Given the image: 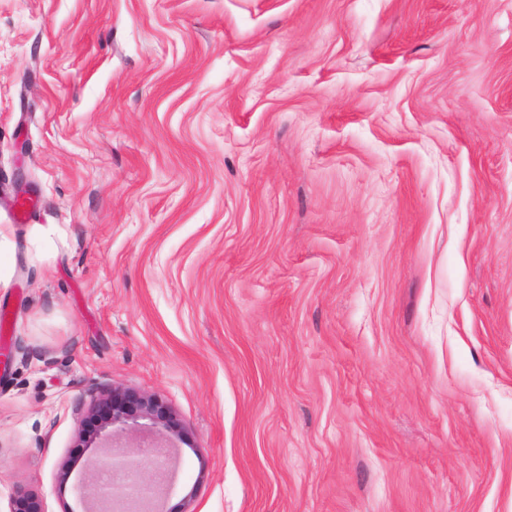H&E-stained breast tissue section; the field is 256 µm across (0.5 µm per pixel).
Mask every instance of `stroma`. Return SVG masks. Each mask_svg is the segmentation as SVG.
<instances>
[{"mask_svg":"<svg viewBox=\"0 0 512 512\" xmlns=\"http://www.w3.org/2000/svg\"><path fill=\"white\" fill-rule=\"evenodd\" d=\"M20 167L1 507L116 388L166 512H512V0H0Z\"/></svg>","mask_w":512,"mask_h":512,"instance_id":"stroma-1","label":"stroma"}]
</instances>
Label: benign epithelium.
<instances>
[{
  "label": "benign epithelium",
  "mask_w": 512,
  "mask_h": 512,
  "mask_svg": "<svg viewBox=\"0 0 512 512\" xmlns=\"http://www.w3.org/2000/svg\"><path fill=\"white\" fill-rule=\"evenodd\" d=\"M165 416L163 404L147 397L134 411H112L95 433L79 434L82 442L93 447L75 484L82 512H160L158 505L170 475L171 439L162 432L139 445L125 439L141 428L143 418L155 428H165ZM9 512L44 510L40 499L23 496L10 501Z\"/></svg>",
  "instance_id": "benign-epithelium-1"
}]
</instances>
